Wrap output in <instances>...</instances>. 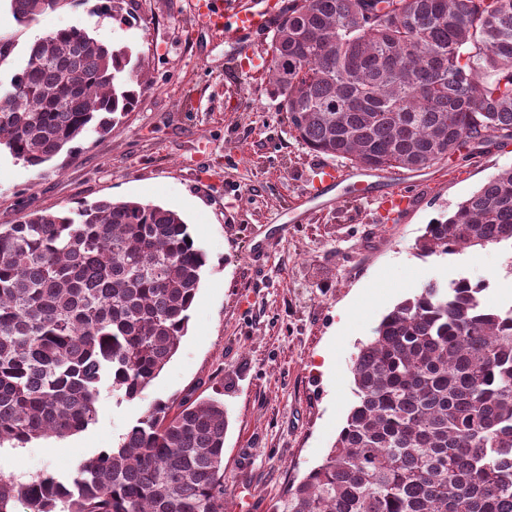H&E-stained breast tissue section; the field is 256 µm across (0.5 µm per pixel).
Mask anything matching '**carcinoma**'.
<instances>
[{"mask_svg": "<svg viewBox=\"0 0 512 512\" xmlns=\"http://www.w3.org/2000/svg\"><path fill=\"white\" fill-rule=\"evenodd\" d=\"M71 0H10L27 25ZM266 75L309 151L420 171L512 141V0H291ZM142 65L78 27L33 42L0 93V147L40 166L135 107ZM174 210L100 200L0 224V449L64 437L151 385L188 330L205 253ZM512 247V168L417 243ZM428 281L350 367L355 403L271 512H512V304ZM224 393L152 404L65 477L0 475V512H224Z\"/></svg>", "mask_w": 512, "mask_h": 512, "instance_id": "cac0c4a2", "label": "carcinoma"}]
</instances>
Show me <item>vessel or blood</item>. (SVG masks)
Segmentation results:
<instances>
[{
  "label": "vessel or blood",
  "instance_id": "obj_1",
  "mask_svg": "<svg viewBox=\"0 0 512 512\" xmlns=\"http://www.w3.org/2000/svg\"><path fill=\"white\" fill-rule=\"evenodd\" d=\"M275 10L270 0H200L198 19L222 29L225 43L239 50L250 37L269 30Z\"/></svg>",
  "mask_w": 512,
  "mask_h": 512
}]
</instances>
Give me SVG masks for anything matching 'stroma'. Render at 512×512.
<instances>
[{
  "label": "stroma",
  "instance_id": "35a3bbf8",
  "mask_svg": "<svg viewBox=\"0 0 512 512\" xmlns=\"http://www.w3.org/2000/svg\"><path fill=\"white\" fill-rule=\"evenodd\" d=\"M195 0H72L37 17L43 33L79 27L129 46L148 77L132 112L111 131L88 130L76 154L33 168L0 155V224L31 210L63 213L102 199L178 211L207 257L186 336L140 398L121 404L101 393L95 421L75 443L32 440L22 456L0 453V472L19 480L67 475L111 447L155 400L224 386V512H269L288 487L327 455L353 405L351 361L382 317L432 279L488 284L492 304L512 302V250L490 244L444 257L420 256L426 225L499 170L512 167V143L412 173L377 171L373 180L408 185L418 200L404 212L350 183L331 203H301L333 164L302 147L265 78L267 39L236 51L221 30L200 25ZM34 25V26H35ZM32 28V27H31ZM31 28L0 0V37L13 50L0 61V89L24 66ZM272 239L257 251L262 239ZM349 325H341V313ZM330 371H322L324 356Z\"/></svg>",
  "mask_w": 512,
  "mask_h": 512
}]
</instances>
